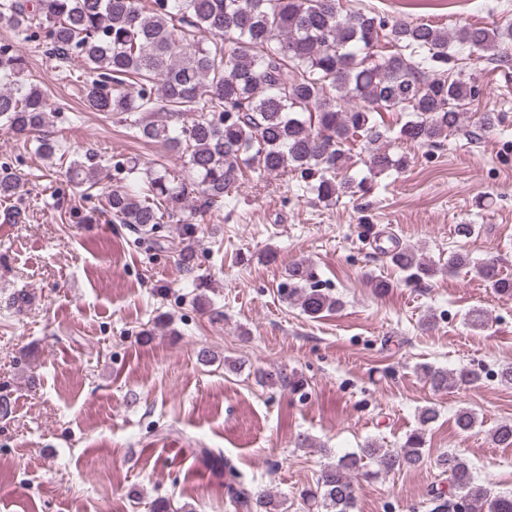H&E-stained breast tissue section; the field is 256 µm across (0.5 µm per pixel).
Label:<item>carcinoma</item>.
<instances>
[{
	"mask_svg": "<svg viewBox=\"0 0 512 512\" xmlns=\"http://www.w3.org/2000/svg\"><path fill=\"white\" fill-rule=\"evenodd\" d=\"M0 21L26 33L63 64L79 58L88 107L118 116L137 137L161 143L187 157L192 177L162 160L147 167L146 179L105 195L104 214L114 224L150 232L164 222L181 225L178 264L197 269L193 238L197 217L224 207L243 170L257 176L298 171L313 178L317 198L331 202L365 190V180L343 174L351 160L348 142L358 135L368 169L378 175L404 165L386 149L390 129L374 113L407 116L396 139L433 147L456 133L467 106L479 95L478 79L467 67L472 58L512 60V20L490 26L461 23L453 30L406 19L387 22L362 8L344 10L340 0H0ZM49 114L42 88L27 75V61L13 44L0 41V125L34 145L51 160L60 145L47 131ZM91 153L70 161L66 176L82 194L99 187L101 168ZM21 177L0 165V199L20 188ZM196 198L199 209L188 208ZM408 282L435 274L418 252L395 244L385 251ZM465 270L497 295L512 298V278L493 261H477L462 249L448 252V272ZM281 299L311 319L334 313L343 301L319 288L307 261L284 268ZM435 391L473 386L482 371L455 372L419 366ZM261 377L296 392L302 379L263 373ZM439 417L432 406L418 413L420 428L397 452L368 442L361 453L345 454L321 470L302 492L312 512H354L352 475L365 459L375 474L415 467L425 454V432ZM476 414L461 408L455 426L470 431ZM498 446H512V422L492 431ZM212 476L225 483L237 476L224 454L198 449ZM447 477L448 494H437L431 512H512V493H493L475 480L470 462L456 452L436 459ZM228 492L242 512H277L268 493L241 482Z\"/></svg>",
	"mask_w": 512,
	"mask_h": 512,
	"instance_id": "obj_1",
	"label": "carcinoma"
}]
</instances>
